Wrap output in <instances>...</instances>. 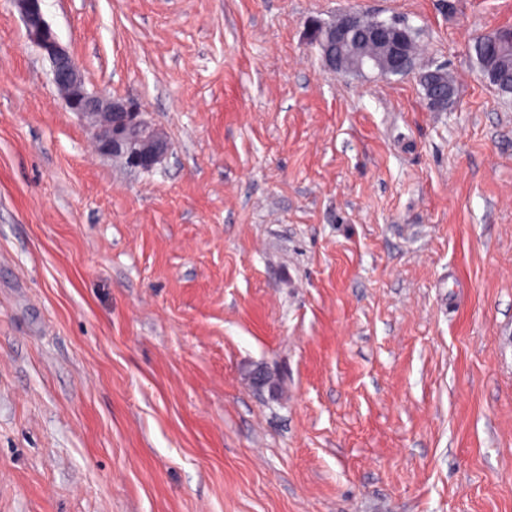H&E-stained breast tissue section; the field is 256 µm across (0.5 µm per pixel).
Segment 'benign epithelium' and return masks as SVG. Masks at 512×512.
Instances as JSON below:
<instances>
[{"label":"benign epithelium","mask_w":512,"mask_h":512,"mask_svg":"<svg viewBox=\"0 0 512 512\" xmlns=\"http://www.w3.org/2000/svg\"><path fill=\"white\" fill-rule=\"evenodd\" d=\"M22 15L28 37L50 63L52 81L63 91V102L76 113L90 130L97 151L109 158L121 157L128 167L138 170L153 169L170 152L167 138L145 117L135 101L88 92L80 66L73 55L60 43L46 21L42 0H15ZM358 15L344 12L334 26L336 46L326 47L322 59L328 70L338 74H362L367 70L382 69L397 76H405L406 54L399 41L390 39L389 30L398 25L393 21L387 28L373 32L378 55L360 57L352 62L342 52L344 38L356 25Z\"/></svg>","instance_id":"obj_1"}]
</instances>
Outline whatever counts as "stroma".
Here are the masks:
<instances>
[{
    "mask_svg": "<svg viewBox=\"0 0 512 512\" xmlns=\"http://www.w3.org/2000/svg\"><path fill=\"white\" fill-rule=\"evenodd\" d=\"M42 9L172 149L97 155L0 0V512H512V94L470 51L512 0ZM347 10L448 110L326 71Z\"/></svg>",
    "mask_w": 512,
    "mask_h": 512,
    "instance_id": "1",
    "label": "stroma"
}]
</instances>
